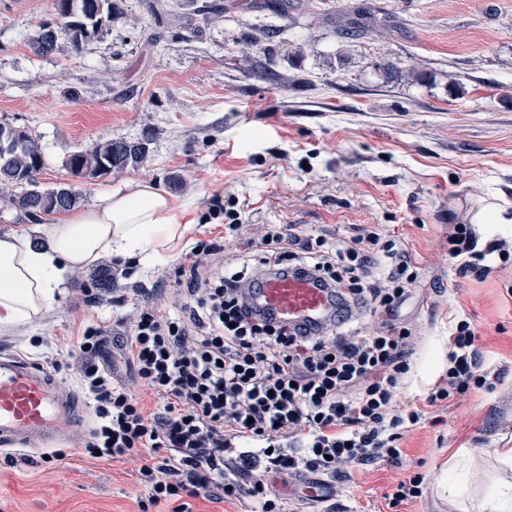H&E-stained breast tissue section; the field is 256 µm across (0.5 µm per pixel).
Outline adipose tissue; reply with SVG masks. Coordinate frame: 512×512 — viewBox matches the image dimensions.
<instances>
[{
    "mask_svg": "<svg viewBox=\"0 0 512 512\" xmlns=\"http://www.w3.org/2000/svg\"><path fill=\"white\" fill-rule=\"evenodd\" d=\"M38 233L37 246L23 234L0 235V328L40 315L74 272L102 256L136 257L151 266L182 235L178 205L146 181L74 211L61 223L40 225Z\"/></svg>",
    "mask_w": 512,
    "mask_h": 512,
    "instance_id": "1",
    "label": "adipose tissue"
}]
</instances>
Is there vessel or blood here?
I'll return each mask as SVG.
<instances>
[{
  "label": "vessel or blood",
  "mask_w": 512,
  "mask_h": 512,
  "mask_svg": "<svg viewBox=\"0 0 512 512\" xmlns=\"http://www.w3.org/2000/svg\"><path fill=\"white\" fill-rule=\"evenodd\" d=\"M260 299L290 322L321 318L330 308L326 290L306 278H268ZM86 414L67 381L18 354L0 353V446L25 451L58 442Z\"/></svg>",
  "instance_id": "b4317fda"
}]
</instances>
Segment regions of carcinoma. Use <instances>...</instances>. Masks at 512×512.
Returning a JSON list of instances; mask_svg holds the SVG:
<instances>
[{
    "label": "carcinoma",
    "mask_w": 512,
    "mask_h": 512,
    "mask_svg": "<svg viewBox=\"0 0 512 512\" xmlns=\"http://www.w3.org/2000/svg\"><path fill=\"white\" fill-rule=\"evenodd\" d=\"M110 8L111 0H55L60 22L54 25L63 28L73 48L78 50L100 30ZM54 25L40 24L29 38L36 54L47 55L58 47L59 36L50 35ZM22 137L17 142L0 132V201L36 219L80 206L83 194L71 185L41 189L38 174L44 167L42 147L31 134L24 132ZM149 158L147 139H105L89 150L71 153L66 165L73 176L94 180L114 171L142 168Z\"/></svg>",
    "instance_id": "obj_1"
}]
</instances>
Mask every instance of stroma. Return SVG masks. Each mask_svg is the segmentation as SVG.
Listing matches in <instances>:
<instances>
[{
	"label": "stroma",
	"mask_w": 512,
	"mask_h": 512,
	"mask_svg": "<svg viewBox=\"0 0 512 512\" xmlns=\"http://www.w3.org/2000/svg\"><path fill=\"white\" fill-rule=\"evenodd\" d=\"M205 1L218 21L200 15ZM366 16L377 32L338 35ZM57 20L54 0H0V124L39 138L42 187L74 185L90 208L152 182L192 225L156 265L106 258L113 283L98 300L88 298L90 270L75 273L40 317L0 329V351L58 362L72 382L86 327L124 333L138 284L173 287L196 243L222 237L226 255L243 256L266 224L329 239L377 226L403 241L418 272L402 311L415 330L414 373L398 404H421L444 374L456 312L500 380L428 408L400 464L351 472L334 502L282 492L292 512H478L492 488L483 473L512 448V267L459 275L447 239L449 225L487 205L512 213V0H112L81 49L62 38L36 55L29 35ZM259 28L274 37L243 50ZM144 136V168L86 180L65 166L97 141ZM218 199L241 210L237 237L210 218ZM57 448L59 464L0 450V512H140L141 457L93 460L69 434ZM458 458L471 471L461 506L442 492ZM417 473L422 497L391 506L396 481Z\"/></svg>",
	"instance_id": "1"
}]
</instances>
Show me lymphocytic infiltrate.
<instances>
[{"label": "lymphocytic infiltrate", "mask_w": 512, "mask_h": 512, "mask_svg": "<svg viewBox=\"0 0 512 512\" xmlns=\"http://www.w3.org/2000/svg\"><path fill=\"white\" fill-rule=\"evenodd\" d=\"M257 260L220 262V245L191 248L178 269L172 309L144 292L131 332L117 346L140 385V398L100 365L103 328L78 341L81 386L95 425L85 455L144 456L137 472L141 512L165 503L188 512L186 498L243 497L251 512H286L275 475L305 471L336 482L350 468L397 463L400 441L424 417L396 409V390L411 379L410 331L398 325L418 274L402 241L376 228L332 241L295 226L266 231ZM448 254L463 276L486 277L492 260L512 257V242L479 244L471 225L453 224ZM305 277L332 292L326 322H287L255 292L269 277ZM383 316L370 336L354 325L364 312ZM484 354L468 318L448 334V367L427 397L435 406L488 389Z\"/></svg>", "instance_id": "lymphocytic-infiltrate-1"}]
</instances>
